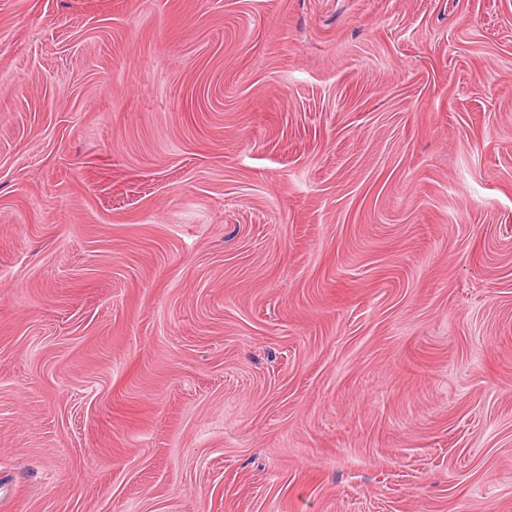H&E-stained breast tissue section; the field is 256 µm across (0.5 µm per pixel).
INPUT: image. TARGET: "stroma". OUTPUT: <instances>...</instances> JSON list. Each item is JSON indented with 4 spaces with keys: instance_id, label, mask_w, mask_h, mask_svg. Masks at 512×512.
<instances>
[{
    "instance_id": "stroma-1",
    "label": "stroma",
    "mask_w": 512,
    "mask_h": 512,
    "mask_svg": "<svg viewBox=\"0 0 512 512\" xmlns=\"http://www.w3.org/2000/svg\"><path fill=\"white\" fill-rule=\"evenodd\" d=\"M0 512H512V0H0Z\"/></svg>"
}]
</instances>
